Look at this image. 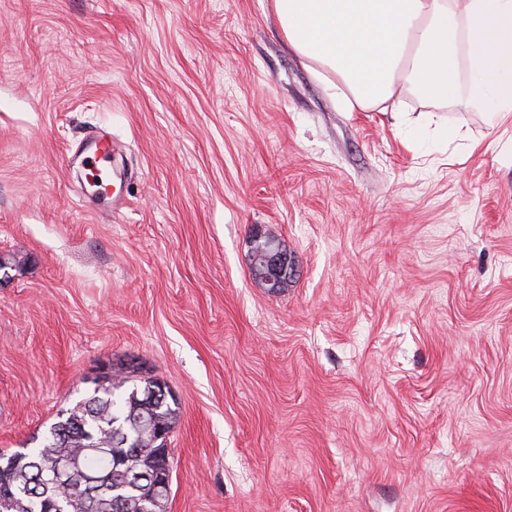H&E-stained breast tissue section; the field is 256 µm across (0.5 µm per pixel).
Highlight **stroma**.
Instances as JSON below:
<instances>
[{"label":"stroma","instance_id":"35a3bbf8","mask_svg":"<svg viewBox=\"0 0 512 512\" xmlns=\"http://www.w3.org/2000/svg\"><path fill=\"white\" fill-rule=\"evenodd\" d=\"M337 83L272 0H0V452L131 363L166 512H512V115ZM111 144V141L106 135H100L87 143L80 154V156H82L81 163L87 173L101 171L99 165L103 162H109L108 156ZM263 241L261 264L253 263L252 270L270 293H278L285 281L295 275L296 265L282 249L281 244L274 237H262L256 234L253 242Z\"/></svg>","mask_w":512,"mask_h":512}]
</instances>
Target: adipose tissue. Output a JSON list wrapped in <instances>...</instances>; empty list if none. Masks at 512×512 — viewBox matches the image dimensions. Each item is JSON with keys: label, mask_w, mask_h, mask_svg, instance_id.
Segmentation results:
<instances>
[{"label": "adipose tissue", "mask_w": 512, "mask_h": 512, "mask_svg": "<svg viewBox=\"0 0 512 512\" xmlns=\"http://www.w3.org/2000/svg\"><path fill=\"white\" fill-rule=\"evenodd\" d=\"M289 44L365 108L409 88L488 124L512 113V0H273ZM473 70L459 82L460 57Z\"/></svg>", "instance_id": "1"}]
</instances>
